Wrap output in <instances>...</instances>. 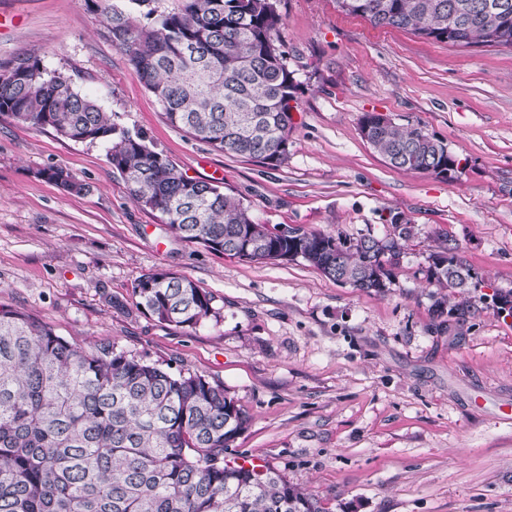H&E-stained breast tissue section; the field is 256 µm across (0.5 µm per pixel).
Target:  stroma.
Instances as JSON below:
<instances>
[{
  "mask_svg": "<svg viewBox=\"0 0 512 512\" xmlns=\"http://www.w3.org/2000/svg\"><path fill=\"white\" fill-rule=\"evenodd\" d=\"M280 40L301 90L288 158L268 168L169 124L92 0H0V64L40 60L118 128L143 132L188 177L216 179L269 226L382 238L417 233L386 292L303 261L254 263L175 239L130 199L100 143L0 116V307L69 342H109L222 383L248 415L226 458L304 484L326 512H512V48L456 47L281 0ZM382 113L444 140L441 177L393 167L360 120ZM60 166L85 186L42 177ZM482 277L440 326L425 271L442 243ZM169 270L214 298L219 320L161 322L132 293Z\"/></svg>",
  "mask_w": 512,
  "mask_h": 512,
  "instance_id": "1",
  "label": "stroma"
}]
</instances>
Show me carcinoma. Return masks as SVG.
Instances as JSON below:
<instances>
[{
  "label": "carcinoma",
  "mask_w": 512,
  "mask_h": 512,
  "mask_svg": "<svg viewBox=\"0 0 512 512\" xmlns=\"http://www.w3.org/2000/svg\"><path fill=\"white\" fill-rule=\"evenodd\" d=\"M154 0L130 9L97 0L112 44L155 96L167 121L227 154L274 168L288 159L292 102L300 88L278 40L277 0ZM463 0H336L374 26L452 46L512 47L508 10ZM99 142L133 200L175 238L250 262L292 255L341 284L386 291L415 225L397 212L387 238L347 241L257 222L216 181L187 177L138 131L119 129L97 100L39 60L0 67V116ZM368 143L397 168L448 176V145L421 127L374 114ZM41 175L67 192L85 185L63 167ZM438 317L465 315L482 280L444 243L426 270ZM133 294L158 322L195 328L219 317L213 297L185 276L158 270ZM248 416L224 385L116 349L85 348L23 313L0 309V512H323L301 484L224 458Z\"/></svg>",
  "instance_id": "1"
}]
</instances>
